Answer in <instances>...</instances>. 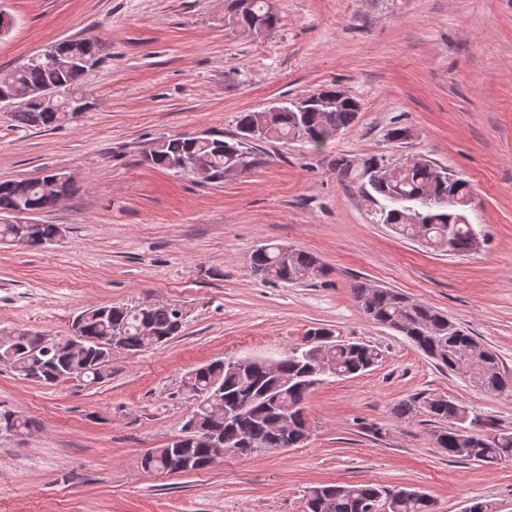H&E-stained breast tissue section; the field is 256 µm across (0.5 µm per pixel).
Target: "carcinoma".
I'll return each mask as SVG.
<instances>
[{"instance_id":"obj_1","label":"carcinoma","mask_w":512,"mask_h":512,"mask_svg":"<svg viewBox=\"0 0 512 512\" xmlns=\"http://www.w3.org/2000/svg\"><path fill=\"white\" fill-rule=\"evenodd\" d=\"M251 9L237 12L238 0H227L224 25L246 35L265 28L274 30L278 13L271 10L269 0H251ZM55 55L43 52L13 70L4 87V105L12 108L14 120L24 127L46 128L76 118L70 108L71 98L80 96L81 81L90 73L83 65L64 67L56 57L65 53L87 59L96 55L98 41L94 38L68 40L55 44ZM360 109L359 102L346 96L336 107L323 109L311 104L299 111L284 105L279 112L268 113L266 132L254 138L251 127L260 120L258 112H243L237 121V134L226 141L221 138H162L144 155L150 166L193 177L199 183L217 182L224 173L236 169L244 172L257 163L256 143L274 140H300L316 145L325 138L350 126ZM384 156L342 155L333 163L336 177L346 186H355L372 201L382 200L380 218L401 236L418 239L434 250L465 256L474 251L477 233L469 224L465 206L450 203L452 195L460 199L471 195L470 183L448 174V170L420 159H409L389 167L385 173ZM50 172L38 179L0 182V216L19 207L37 213L53 208L61 195H69L67 187L57 192L45 189ZM59 231L57 224H4L0 222V244H9L24 237L29 245L39 247ZM251 269L263 280L272 283L297 284L322 273L316 257L293 250L282 255L280 245L258 247L251 255ZM353 298L365 317L381 325L401 320L397 332L406 336L437 364L457 373L487 393H501L512 388V378L500 370L498 355L461 327L448 333L440 323L442 313L406 299L389 288L352 285ZM85 346L79 352L57 351L48 346L46 336L18 333L12 343L10 365L25 379L45 385L62 383L71 377L99 382L109 376L110 358L103 355L97 340L116 336L121 349L139 352L153 345L168 342L183 327L182 314L172 305L100 306L79 314ZM153 327L155 335L143 336L140 326ZM306 337L312 344L303 350L292 348L274 359L252 358L242 368L224 366L217 360L189 371L182 381V391L191 401L189 420L195 422L194 434L180 448L170 445L146 454L142 468L156 474H170L179 469V460L192 459L184 472L207 466L208 450L199 440L201 431L212 424L208 399L215 396L226 407L241 400L250 401V408L234 422L224 426V442L242 456L265 455L285 448L279 423L283 415L293 418L292 440L299 442L307 425L304 401L311 384L308 370L318 367L314 349L320 340L328 341L322 358L329 375L358 376L375 366L381 357L378 348L354 342H333L323 328L310 330ZM423 413L439 424L434 437L436 446L452 460L489 464L512 461V429L502 428L494 420L473 414L468 407L446 396H416L403 400L395 408L400 419ZM35 427L32 420L19 414L0 412V433L9 434ZM468 428L462 435L460 429ZM382 494V488L369 484H332L308 488L306 512H361V504ZM389 512H433L429 495L405 488L402 496L392 500Z\"/></svg>"}]
</instances>
